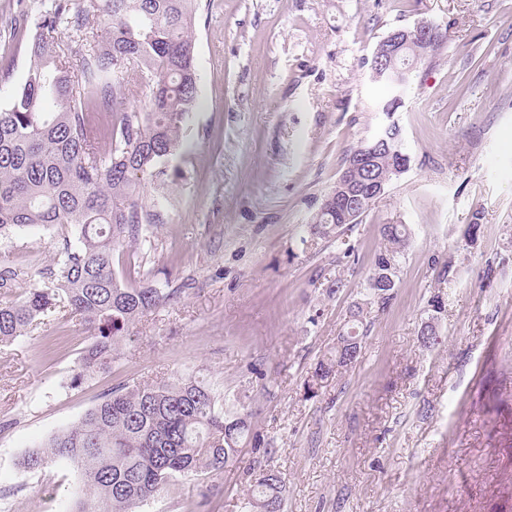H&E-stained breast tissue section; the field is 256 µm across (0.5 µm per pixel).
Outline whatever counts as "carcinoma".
I'll return each instance as SVG.
<instances>
[{
	"mask_svg": "<svg viewBox=\"0 0 512 512\" xmlns=\"http://www.w3.org/2000/svg\"><path fill=\"white\" fill-rule=\"evenodd\" d=\"M193 2L50 0L37 18L23 22L35 28L30 65L0 105V233L72 225L78 245L49 272H35L43 283L0 303V343L23 336L51 309L80 317L94 336L75 384L109 368L125 328L169 298L158 288L120 284L112 256L155 223L138 187L145 180L166 185L168 160L196 105ZM92 12L103 19L99 34L87 26ZM60 25L77 37L75 44L54 38ZM76 44L84 48L79 74L71 66ZM93 102L112 112L111 126L90 120ZM404 160V144L391 146L375 156L373 173L385 186ZM372 205L364 200L351 221L318 211L309 224L311 240L355 227ZM380 234L385 245L367 277L366 303L384 307L393 298L408 233L403 224H383ZM351 318L320 371L359 358L367 333L362 304ZM248 433L246 418H224L204 381L181 376L104 395L76 424L27 452L21 465L36 471L54 460L76 467L72 512H136L181 476L223 471ZM283 485L274 471L255 479L246 512H256L257 502L265 512H282Z\"/></svg>",
	"mask_w": 512,
	"mask_h": 512,
	"instance_id": "1",
	"label": "carcinoma"
}]
</instances>
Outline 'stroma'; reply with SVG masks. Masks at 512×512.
<instances>
[{
	"label": "stroma",
	"mask_w": 512,
	"mask_h": 512,
	"mask_svg": "<svg viewBox=\"0 0 512 512\" xmlns=\"http://www.w3.org/2000/svg\"><path fill=\"white\" fill-rule=\"evenodd\" d=\"M44 3L0 0L2 97L30 65L12 21ZM422 20L448 40L391 118L409 167L353 231L311 242L346 153L389 119L372 51ZM194 31L198 104L168 188H140L159 220L112 256L121 284L169 299L77 385L81 320L48 312L0 345V512H70L74 467L29 472L25 451L113 389L179 375L248 414L250 436L222 472L178 479L139 512H242L268 470L285 480L283 512H512V0H198ZM384 224L411 232L394 298L368 307L358 360L317 377ZM76 243L70 226L0 236V271L15 273L0 301ZM428 322L439 342L426 349Z\"/></svg>",
	"instance_id": "1"
}]
</instances>
